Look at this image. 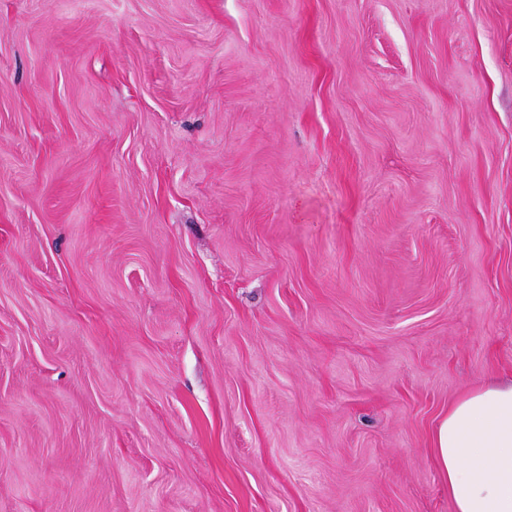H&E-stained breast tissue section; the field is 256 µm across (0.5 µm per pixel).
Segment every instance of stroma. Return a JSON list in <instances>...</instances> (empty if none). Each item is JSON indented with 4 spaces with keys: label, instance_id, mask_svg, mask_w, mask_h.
I'll list each match as a JSON object with an SVG mask.
<instances>
[{
    "label": "stroma",
    "instance_id": "35a3bbf8",
    "mask_svg": "<svg viewBox=\"0 0 512 512\" xmlns=\"http://www.w3.org/2000/svg\"><path fill=\"white\" fill-rule=\"evenodd\" d=\"M512 377V0H0V512H453ZM432 452L454 512H512V379L450 402Z\"/></svg>",
    "mask_w": 512,
    "mask_h": 512
}]
</instances>
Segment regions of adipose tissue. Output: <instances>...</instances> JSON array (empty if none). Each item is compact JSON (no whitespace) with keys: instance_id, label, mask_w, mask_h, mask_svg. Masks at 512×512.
I'll use <instances>...</instances> for the list:
<instances>
[{"instance_id":"ef3b65f1","label":"adipose tissue","mask_w":512,"mask_h":512,"mask_svg":"<svg viewBox=\"0 0 512 512\" xmlns=\"http://www.w3.org/2000/svg\"><path fill=\"white\" fill-rule=\"evenodd\" d=\"M432 452L454 512H512V380L450 402Z\"/></svg>"}]
</instances>
